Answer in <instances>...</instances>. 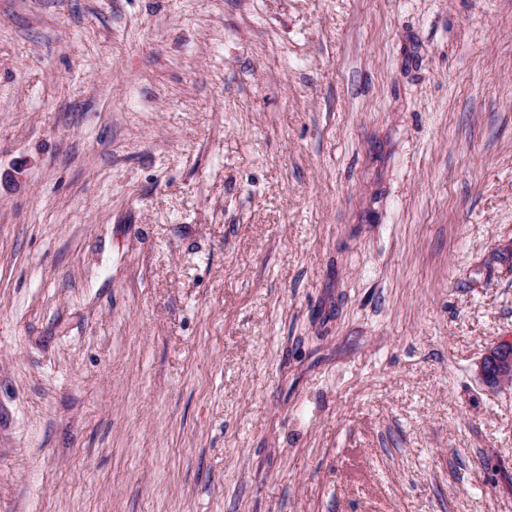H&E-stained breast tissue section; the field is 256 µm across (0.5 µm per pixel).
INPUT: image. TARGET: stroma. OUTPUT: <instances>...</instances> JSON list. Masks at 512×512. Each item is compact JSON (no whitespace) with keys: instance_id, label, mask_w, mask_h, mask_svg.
I'll return each mask as SVG.
<instances>
[{"instance_id":"obj_1","label":"stroma","mask_w":512,"mask_h":512,"mask_svg":"<svg viewBox=\"0 0 512 512\" xmlns=\"http://www.w3.org/2000/svg\"><path fill=\"white\" fill-rule=\"evenodd\" d=\"M512 0H0V512H512ZM477 375L490 389L512 387V342L504 341L491 347L478 363Z\"/></svg>"}]
</instances>
